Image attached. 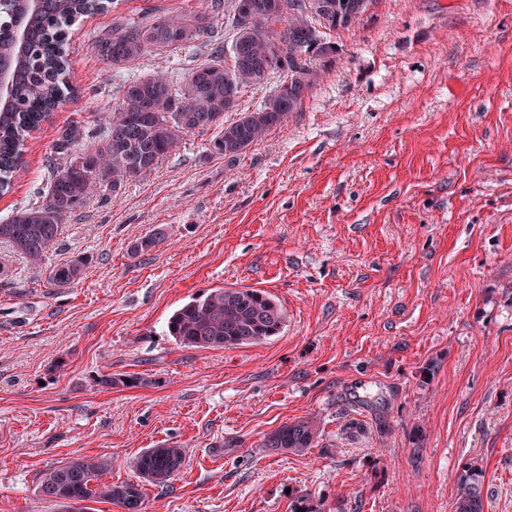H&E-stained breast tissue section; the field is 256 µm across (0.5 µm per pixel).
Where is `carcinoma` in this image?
Wrapping results in <instances>:
<instances>
[{"mask_svg": "<svg viewBox=\"0 0 512 512\" xmlns=\"http://www.w3.org/2000/svg\"><path fill=\"white\" fill-rule=\"evenodd\" d=\"M270 0H226L230 45L212 48V58L192 69L179 88L161 73L129 83L107 122L102 146L79 147L81 129L66 130L57 143L64 155L49 183L45 201L0 220V241L9 243L32 262L43 260L56 242L64 218L92 195L117 191L134 177L153 172L176 153L189 133L215 132L214 152L234 161L283 124L311 93L318 78L312 60L332 62L336 43L330 32L364 19L376 0H281L271 12ZM248 8V26L238 14ZM112 0H43L31 9L25 0H0V58L14 63L13 91L0 105V191L8 189L21 165L30 131L61 100L66 89V41L78 17L104 13ZM201 19L185 14L157 17L131 25L98 45L114 66L137 60L155 49H180L205 34ZM279 72V84L260 107L224 124L245 89L262 86ZM158 226L134 247L149 252L162 244ZM89 259L80 257L53 267L48 285L62 288L83 273ZM286 315L270 293L256 288H216L176 310L167 322L174 340L190 348H237L258 345L278 335ZM317 430L310 421L286 423L273 431L264 447L302 453L314 447ZM185 449L167 444L147 448L134 462L138 481L100 483L104 463L86 456L49 468L41 480L45 499L68 512L69 501L103 499L126 512L143 510V484H164L183 468ZM483 471L466 466L459 475L452 512H483Z\"/></svg>", "mask_w": 512, "mask_h": 512, "instance_id": "1", "label": "carcinoma"}]
</instances>
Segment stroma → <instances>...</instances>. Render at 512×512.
I'll use <instances>...</instances> for the list:
<instances>
[{"label": "stroma", "instance_id": "stroma-1", "mask_svg": "<svg viewBox=\"0 0 512 512\" xmlns=\"http://www.w3.org/2000/svg\"><path fill=\"white\" fill-rule=\"evenodd\" d=\"M211 0H115L69 29V92L24 149L0 219L42 203L73 125L123 87L183 76L224 41ZM191 49L119 67L98 40L172 13ZM297 112L235 161L185 136L151 174L68 215L35 265L0 242V512H58L43 471L84 456L134 480L144 449L186 450L143 512H451L482 468L484 512H512V0H377ZM164 242L133 254L155 227ZM89 258L53 288L50 269ZM215 288L286 313L266 343L187 348L170 315ZM129 386L102 390V374ZM314 419L315 448L264 447Z\"/></svg>", "mask_w": 512, "mask_h": 512}]
</instances>
